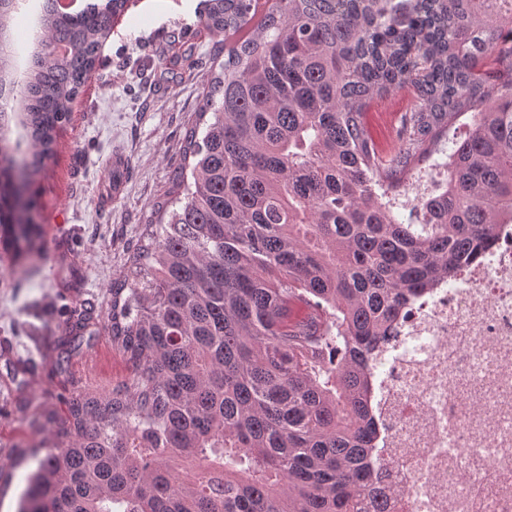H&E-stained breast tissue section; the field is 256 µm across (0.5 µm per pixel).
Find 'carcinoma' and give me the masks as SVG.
<instances>
[{
  "label": "carcinoma",
  "mask_w": 512,
  "mask_h": 512,
  "mask_svg": "<svg viewBox=\"0 0 512 512\" xmlns=\"http://www.w3.org/2000/svg\"><path fill=\"white\" fill-rule=\"evenodd\" d=\"M203 2L224 64L170 198L104 323L88 299L59 339L63 369L102 325L130 380L56 396L62 417L16 380L24 420L55 440L10 449L0 483L35 463L18 512H389L372 362L406 307L512 226V0ZM27 7L0 0V252L20 281L41 228L18 198L126 0H40L22 70ZM402 90L416 103L383 157L366 112ZM469 112L422 221L389 210L378 190Z\"/></svg>",
  "instance_id": "carcinoma-1"
}]
</instances>
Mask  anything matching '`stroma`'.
Here are the masks:
<instances>
[{
	"mask_svg": "<svg viewBox=\"0 0 512 512\" xmlns=\"http://www.w3.org/2000/svg\"><path fill=\"white\" fill-rule=\"evenodd\" d=\"M202 9V0H137L129 7L101 46L55 154L32 186L43 229L35 273L20 284L0 263V338L10 344L8 359L0 358V424L12 428L0 435V446L54 437L53 426L36 435L18 423L6 360L25 363L36 396L106 392L129 377L124 357L103 335L57 373L54 339L66 325L64 306L93 297L109 309L113 279L125 274L154 203L168 196L186 130L203 107L212 70L224 61L222 37L199 25ZM180 34L199 59L196 69L167 68ZM414 104L410 91L373 103L367 123L381 151L395 147L399 118ZM117 154L128 168L116 192L110 164Z\"/></svg>",
	"mask_w": 512,
	"mask_h": 512,
	"instance_id": "stroma-1",
	"label": "stroma"
}]
</instances>
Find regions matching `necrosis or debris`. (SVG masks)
Here are the masks:
<instances>
[{
	"instance_id": "necrosis-or-debris-1",
	"label": "necrosis or debris",
	"mask_w": 512,
	"mask_h": 512,
	"mask_svg": "<svg viewBox=\"0 0 512 512\" xmlns=\"http://www.w3.org/2000/svg\"><path fill=\"white\" fill-rule=\"evenodd\" d=\"M375 387L390 512H512V233L416 302Z\"/></svg>"
}]
</instances>
